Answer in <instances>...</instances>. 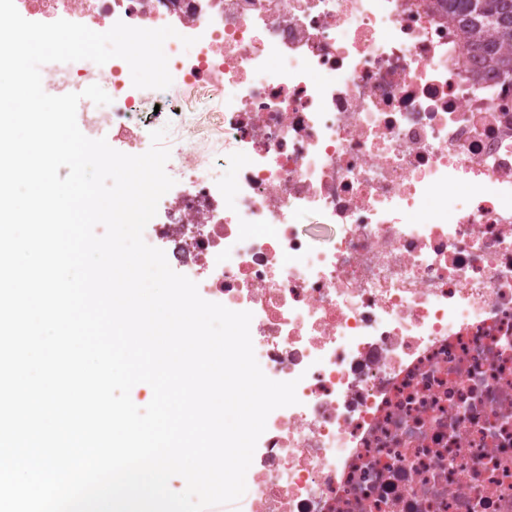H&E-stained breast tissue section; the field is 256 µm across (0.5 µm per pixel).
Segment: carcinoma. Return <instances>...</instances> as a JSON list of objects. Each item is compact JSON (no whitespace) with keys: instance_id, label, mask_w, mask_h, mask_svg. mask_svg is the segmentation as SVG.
I'll return each mask as SVG.
<instances>
[{"instance_id":"obj_1","label":"carcinoma","mask_w":512,"mask_h":512,"mask_svg":"<svg viewBox=\"0 0 512 512\" xmlns=\"http://www.w3.org/2000/svg\"><path fill=\"white\" fill-rule=\"evenodd\" d=\"M448 23L491 68L512 73V0H448Z\"/></svg>"}]
</instances>
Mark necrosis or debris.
Segmentation results:
<instances>
[{"label": "necrosis or debris", "mask_w": 512, "mask_h": 512, "mask_svg": "<svg viewBox=\"0 0 512 512\" xmlns=\"http://www.w3.org/2000/svg\"><path fill=\"white\" fill-rule=\"evenodd\" d=\"M194 38L174 85L224 93L227 182L186 162L150 246L252 314L263 373L297 381L251 468L254 512H512V74L486 72L446 0H15ZM111 59L85 129L135 153L158 112Z\"/></svg>", "instance_id": "necrosis-or-debris-1"}]
</instances>
